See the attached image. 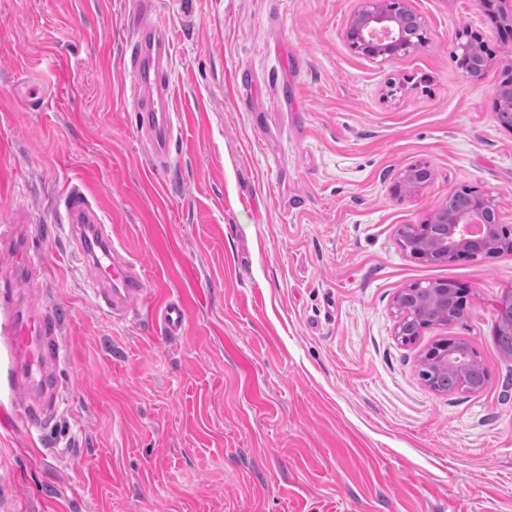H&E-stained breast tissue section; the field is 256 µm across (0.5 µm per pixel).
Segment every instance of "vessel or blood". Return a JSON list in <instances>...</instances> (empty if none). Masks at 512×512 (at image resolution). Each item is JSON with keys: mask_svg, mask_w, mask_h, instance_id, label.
Here are the masks:
<instances>
[{"mask_svg": "<svg viewBox=\"0 0 512 512\" xmlns=\"http://www.w3.org/2000/svg\"><path fill=\"white\" fill-rule=\"evenodd\" d=\"M151 11L150 0H140L139 17L133 22L136 37L123 66L135 76L125 93L141 114V133L161 167L170 156L174 129L169 69L172 43L158 24L148 21ZM60 203L80 256L97 272L95 293L103 309L112 316L146 313L163 334L180 335L188 320L185 304L169 297L149 298L143 268L114 241L111 225L105 223L85 188L67 186ZM6 242L16 258L17 273H27L32 262L24 233L11 230ZM0 338L9 349L11 383L28 395L22 419L28 428H40L60 402L55 378L62 356L59 320L22 295L16 281L7 278L0 282Z\"/></svg>", "mask_w": 512, "mask_h": 512, "instance_id": "1", "label": "vessel or blood"}]
</instances>
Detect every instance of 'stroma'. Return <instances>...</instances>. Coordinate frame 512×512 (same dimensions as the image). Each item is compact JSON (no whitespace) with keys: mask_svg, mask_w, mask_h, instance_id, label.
Returning <instances> with one entry per match:
<instances>
[{"mask_svg":"<svg viewBox=\"0 0 512 512\" xmlns=\"http://www.w3.org/2000/svg\"><path fill=\"white\" fill-rule=\"evenodd\" d=\"M139 0H0V231L60 320L63 403L0 426V512H512V358L495 342L512 253L426 264L398 243L464 187L512 225V131L493 107L512 41L478 0H409L427 41L369 58L365 0H152L178 137L155 167L123 87ZM480 34L478 82L454 58ZM39 89L41 101L27 93ZM429 184L406 190L412 165ZM84 184L182 335L100 308L61 190ZM468 284L463 322L396 334L417 282ZM454 338L488 372L441 393L422 354ZM459 40L460 42L457 45L459 53L456 54V62L461 60L462 63L457 64L458 68L468 79L481 80L485 76L486 71L489 70L491 60L479 57L469 58L470 48L475 43L481 41L480 36L473 32H466L459 36ZM11 231L8 233V237L5 239L2 232V241L11 246V252L16 258L15 269L20 275L27 273L32 267L30 255L26 247V233L18 231V226H10Z\"/></svg>","mask_w":512,"mask_h":512,"instance_id":"stroma-1","label":"stroma"}]
</instances>
